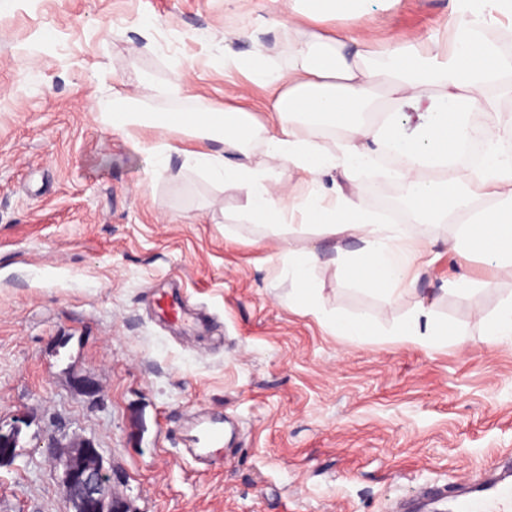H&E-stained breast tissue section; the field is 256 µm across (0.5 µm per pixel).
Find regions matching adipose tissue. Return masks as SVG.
Masks as SVG:
<instances>
[{"mask_svg": "<svg viewBox=\"0 0 512 512\" xmlns=\"http://www.w3.org/2000/svg\"><path fill=\"white\" fill-rule=\"evenodd\" d=\"M398 0H288V20L269 18L288 47L286 64L275 63L258 33H224V67L243 73L247 85L273 89L268 125L252 123L247 109L236 106L247 85L237 86L234 103L220 112H140L121 91L95 98L90 106L99 118L127 140L143 142L149 127L174 130L198 140V149L148 145L158 168L173 153L213 181L245 192L246 213L259 224H282L287 218L320 225L323 233L349 237L360 246L337 252L334 263L347 278L393 298L411 290L413 273L422 264V228L448 223L458 227L448 249L459 264L480 255L498 267L512 268V113L501 103L512 98V51L503 41L512 37V0H452L454 23L443 37L402 34L391 43L371 35L379 15ZM333 22L330 30L321 29ZM248 39L247 52L233 50ZM386 99H379L378 86ZM481 109L486 150L478 171L453 165L452 159L469 135L464 114ZM339 129L337 150L323 147L302 133L301 124ZM261 140L263 160L247 158V146ZM407 160L399 170L403 189L402 224H380L365 211L345 181L370 165L386 145ZM292 169L310 184L304 196L281 193L277 169ZM341 171L343 183L331 193L316 188L318 175ZM280 259L294 284L298 308L328 323L355 342L372 334L368 318L337 316L325 310L313 276L320 263L312 250L284 247ZM392 341L413 342L434 349L455 341L461 331L434 319L425 302L395 323Z\"/></svg>", "mask_w": 512, "mask_h": 512, "instance_id": "ef3b65f1", "label": "adipose tissue"}]
</instances>
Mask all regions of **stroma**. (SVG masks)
<instances>
[{"mask_svg":"<svg viewBox=\"0 0 512 512\" xmlns=\"http://www.w3.org/2000/svg\"><path fill=\"white\" fill-rule=\"evenodd\" d=\"M451 0H402L373 31L443 30ZM287 18L284 0H11L0 15V512H72L48 443L91 440L134 512H385L427 481L454 484L512 453V346L478 314L512 272L459 266L449 224L427 228L416 290L389 301L340 275L354 241L248 220L242 191L154 159L90 112L118 88L146 112L224 109V31ZM180 94H173V85ZM322 255L327 311L381 330L358 344L290 302L283 243ZM494 280L443 292L459 274ZM179 295L205 326L170 323ZM466 332L433 350L386 332L418 301ZM95 386L76 393L74 378ZM229 435L199 464L188 415Z\"/></svg>","mask_w":512,"mask_h":512,"instance_id":"35a3bbf8","label":"stroma"}]
</instances>
